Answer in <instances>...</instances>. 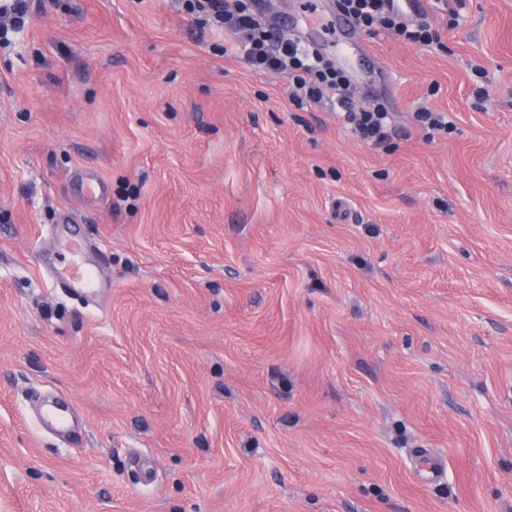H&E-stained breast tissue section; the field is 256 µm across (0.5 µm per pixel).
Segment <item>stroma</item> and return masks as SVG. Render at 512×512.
Returning <instances> with one entry per match:
<instances>
[{"mask_svg": "<svg viewBox=\"0 0 512 512\" xmlns=\"http://www.w3.org/2000/svg\"><path fill=\"white\" fill-rule=\"evenodd\" d=\"M335 3L265 0L407 139L179 0H40L0 48V512H512V0L345 51ZM73 222L93 306L49 273ZM415 123L424 128L428 135L433 136L436 133L448 132L452 127V120L446 112L432 110L427 107H421L413 113Z\"/></svg>", "mask_w": 512, "mask_h": 512, "instance_id": "obj_1", "label": "stroma"}]
</instances>
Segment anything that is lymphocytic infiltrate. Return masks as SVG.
I'll return each mask as SVG.
<instances>
[{"label":"lymphocytic infiltrate","instance_id":"1","mask_svg":"<svg viewBox=\"0 0 512 512\" xmlns=\"http://www.w3.org/2000/svg\"><path fill=\"white\" fill-rule=\"evenodd\" d=\"M336 7L350 13L357 27L370 35L390 32L403 42L425 46L437 41L428 15L408 18L393 0H336ZM186 8L196 23L223 31L225 51L252 67L288 77L294 103L337 102L344 124L372 146L401 136L384 104L355 108L346 73L300 37L274 36L271 25L254 12L251 0H186Z\"/></svg>","mask_w":512,"mask_h":512}]
</instances>
